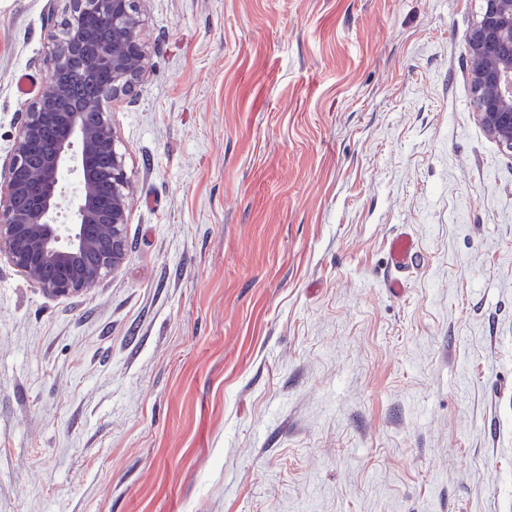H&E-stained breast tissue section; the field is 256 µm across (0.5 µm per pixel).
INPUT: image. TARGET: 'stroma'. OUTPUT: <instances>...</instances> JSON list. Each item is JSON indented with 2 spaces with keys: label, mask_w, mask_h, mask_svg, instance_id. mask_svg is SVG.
<instances>
[{
  "label": "stroma",
  "mask_w": 512,
  "mask_h": 512,
  "mask_svg": "<svg viewBox=\"0 0 512 512\" xmlns=\"http://www.w3.org/2000/svg\"><path fill=\"white\" fill-rule=\"evenodd\" d=\"M65 7L0 0V179L14 76L49 81ZM139 8L126 263L53 297L0 261V512H512V156L473 115L479 0ZM390 255L393 267L398 271H402L416 261L418 251L412 238L400 235L392 240Z\"/></svg>",
  "instance_id": "stroma-1"
}]
</instances>
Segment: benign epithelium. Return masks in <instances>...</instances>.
<instances>
[{
	"label": "benign epithelium",
	"instance_id": "1",
	"mask_svg": "<svg viewBox=\"0 0 512 512\" xmlns=\"http://www.w3.org/2000/svg\"><path fill=\"white\" fill-rule=\"evenodd\" d=\"M65 19L91 17L59 37L51 82L26 105L6 177L0 184V259L43 292L75 296L118 271L128 256L127 224L133 189L117 149L110 103L129 96L144 77L148 49L139 35L138 0H68ZM474 116L512 155V0H482L477 22L464 36ZM110 80L95 85L98 65ZM89 112L99 122L85 121ZM48 142L40 163L32 146ZM106 155L112 198L100 201L95 160ZM81 174L70 222H58L62 173Z\"/></svg>",
	"mask_w": 512,
	"mask_h": 512
}]
</instances>
